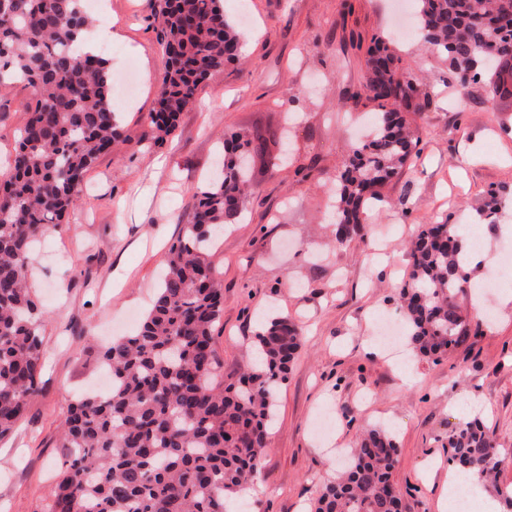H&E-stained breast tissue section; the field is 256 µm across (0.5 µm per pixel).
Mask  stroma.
Masks as SVG:
<instances>
[{"label": "stroma", "instance_id": "35a3bbf8", "mask_svg": "<svg viewBox=\"0 0 512 512\" xmlns=\"http://www.w3.org/2000/svg\"><path fill=\"white\" fill-rule=\"evenodd\" d=\"M106 4L98 25L123 35L105 45L112 80L132 64L139 88L119 104L121 140L32 253L30 281L50 313L44 367L24 417L0 441V512H45L65 461L67 405L102 377L98 344L136 330L151 306L168 250L191 221V195L216 174L225 132L257 127L287 128L292 162L278 171L255 164L260 193L209 259L224 281L219 378L233 382L251 364L259 314L289 316L303 332L261 462L260 512H307L340 469L337 449L353 448L368 428L395 438L405 512H442L448 435L475 418L493 430L500 482L512 484V303L503 300L512 286L495 293L482 336L438 359L418 356L410 377L376 341L380 316L401 317L409 241L438 221L477 223L490 191L512 190V99L483 81L460 87L447 62L397 37L400 0H224L226 17L243 20L251 39L154 143L143 138L144 119L167 66L155 0ZM377 36L430 82L429 104L412 101L407 114L422 151L369 211L367 237L336 246L331 189L374 110L356 93ZM32 97L20 84L0 94V161L13 154ZM472 396L480 407L468 405Z\"/></svg>", "mask_w": 512, "mask_h": 512}]
</instances>
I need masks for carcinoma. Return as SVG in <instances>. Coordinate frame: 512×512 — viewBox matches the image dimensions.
I'll use <instances>...</instances> for the list:
<instances>
[{
    "label": "carcinoma",
    "mask_w": 512,
    "mask_h": 512,
    "mask_svg": "<svg viewBox=\"0 0 512 512\" xmlns=\"http://www.w3.org/2000/svg\"><path fill=\"white\" fill-rule=\"evenodd\" d=\"M418 38L444 57L461 85L485 78L512 97V0H415ZM155 21L168 57L144 136L160 140L196 99L200 85L245 47L220 0H157ZM92 23L86 0H0V90L34 89L14 155L0 173V438L24 416L42 373L46 310L28 279L33 243L56 230L79 200L87 171L120 139L108 60L82 48ZM378 37L368 48L357 96L377 104L374 136L353 147L336 189L335 240L360 231L364 210L385 201L382 189L419 154L402 102L421 92L413 72ZM284 134L235 132L224 138L219 180L196 190L192 222L170 249L166 272L138 327L106 348L109 390L69 405L60 436L69 450L48 512H228L257 479L275 403L301 348L286 316L255 334L261 361L234 383L218 380L214 331L223 310L218 271L208 259L224 226L244 218L259 194L255 156L275 169ZM492 192L477 209L493 224ZM467 240L452 224H431L412 242L409 279L397 303L415 351L442 356L478 335L457 303L470 285ZM449 461L512 512V485L499 483L494 433L473 420L448 435ZM393 436L370 429L322 487L314 512H402L393 481Z\"/></svg>",
    "instance_id": "1"
}]
</instances>
